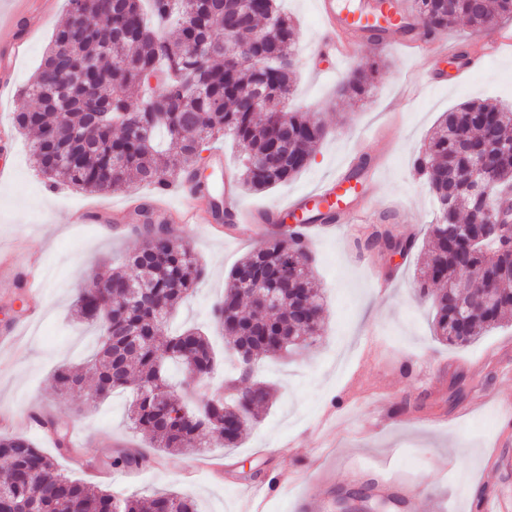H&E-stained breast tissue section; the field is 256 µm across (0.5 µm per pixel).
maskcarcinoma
Segmentation results:
<instances>
[{
  "label": "carcinoma",
  "mask_w": 512,
  "mask_h": 512,
  "mask_svg": "<svg viewBox=\"0 0 512 512\" xmlns=\"http://www.w3.org/2000/svg\"><path fill=\"white\" fill-rule=\"evenodd\" d=\"M68 2L14 116L20 130L33 134L34 162L44 177L90 193L126 184L164 192L195 174L210 140L229 134L241 147L240 186L261 192L309 166L313 148L329 134L315 117L286 110L299 33L278 0ZM410 8L429 33L462 21L488 33L512 21V0H411ZM236 25L259 30L261 39L253 47L257 61L228 69L224 56ZM377 73L376 66L353 70L338 95L363 98ZM250 97L268 101V108L252 110ZM511 126V108L464 102L444 113L415 159L435 211L419 286H434V335L451 345L471 342L512 313V247L489 242V255L448 237L447 230L450 224H478L483 208L508 201ZM280 139L288 144L283 154L274 152ZM476 152L488 154L490 168L488 192L480 196L465 178ZM310 264L299 234L287 230L260 242L232 268L215 320L237 359V377L224 381L225 395H207L182 414L170 368L203 382L213 374L216 355L202 330L171 335L165 325L204 268L176 236L148 228L125 267L95 274L94 286L77 298L78 318L98 328L97 347L84 366L57 368L53 387L69 392L91 374V408L117 390H132L131 424L159 451H193L207 434L234 448L273 397L264 383L238 388L254 372L245 353L280 354L301 336L313 340L321 331L323 298ZM463 276L469 280V315L461 325L446 288ZM489 282L496 285L492 306L484 303ZM256 286L281 295L279 313L262 325L255 322ZM43 420L59 454H70L59 420ZM144 459L121 453L112 467L138 469ZM1 469L13 480L0 484V512H198L186 492L158 490L140 499L93 489L62 472L53 456L22 434L0 435Z\"/></svg>",
  "instance_id": "1"
}]
</instances>
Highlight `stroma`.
I'll list each match as a JSON object with an SVG mask.
<instances>
[{"instance_id":"stroma-1","label":"stroma","mask_w":512,"mask_h":512,"mask_svg":"<svg viewBox=\"0 0 512 512\" xmlns=\"http://www.w3.org/2000/svg\"><path fill=\"white\" fill-rule=\"evenodd\" d=\"M300 26L297 81L290 109L311 112L329 128L313 149L309 167L283 185L241 192L244 206L276 208L335 173L342 162L365 158L380 166L381 196L351 223L312 235L313 274L324 297V324L310 345L259 361V380L274 397L262 418L242 435L238 447L209 436L196 452H160L151 466L113 469L119 452L145 451L147 438L126 417L127 393L117 391L96 408L84 409L85 393L57 392L51 375L64 363H82L93 351L92 327L74 321L72 306L93 285L104 262H120L142 242L137 224H73L72 210L121 208L152 193L122 186L87 193L66 186L49 190L32 166L30 138L14 136V165L0 182V251L33 253L44 282L39 316L22 313V266H0V333L16 330L10 346L0 345V411L41 410L82 428L79 453L86 470L69 459L61 468L91 486L143 496L162 489L191 492L200 512H238L245 481L293 473L296 482L269 496L263 512H301L307 488L323 497L329 512L346 492L394 479L398 506L391 512H469L472 482L483 489L512 490V467L500 471L494 451L512 459V422L500 412L512 406V379L500 363L512 361V323L493 328L456 347L439 341L432 328L430 296L417 288V252L388 258L367 241L382 216L396 232L422 240L433 219L431 193L414 171V159L429 141L443 112L474 99L512 106V46L485 68L456 85L427 88L414 95L427 68L447 69L439 58L383 52L359 44L335 74L318 77L311 51L321 30L314 0H279ZM380 64L371 94L357 105L338 103L336 88L350 71ZM173 234L190 246L205 268L192 295L176 311L171 330H207L216 351L224 339L213 322L229 271L252 248L276 232L273 224H248L231 240L204 224H175ZM391 288L380 290L377 279ZM480 411H472L477 400ZM420 487L416 505L405 491Z\"/></svg>"}]
</instances>
